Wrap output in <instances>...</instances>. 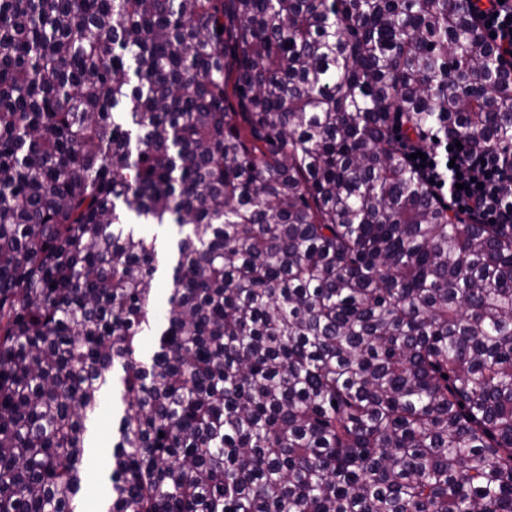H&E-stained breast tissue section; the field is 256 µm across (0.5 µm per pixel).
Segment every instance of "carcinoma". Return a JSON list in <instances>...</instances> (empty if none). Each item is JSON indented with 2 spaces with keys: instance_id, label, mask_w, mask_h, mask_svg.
<instances>
[{
  "instance_id": "1",
  "label": "carcinoma",
  "mask_w": 512,
  "mask_h": 512,
  "mask_svg": "<svg viewBox=\"0 0 512 512\" xmlns=\"http://www.w3.org/2000/svg\"><path fill=\"white\" fill-rule=\"evenodd\" d=\"M397 112L512 145L466 0H0V512L109 393L107 512H512V231Z\"/></svg>"
}]
</instances>
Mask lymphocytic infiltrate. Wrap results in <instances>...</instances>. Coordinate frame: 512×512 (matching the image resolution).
I'll return each instance as SVG.
<instances>
[{
    "instance_id": "f902f5d3",
    "label": "lymphocytic infiltrate",
    "mask_w": 512,
    "mask_h": 512,
    "mask_svg": "<svg viewBox=\"0 0 512 512\" xmlns=\"http://www.w3.org/2000/svg\"><path fill=\"white\" fill-rule=\"evenodd\" d=\"M467 2L486 33L492 34L498 57L512 68V0ZM456 141V135L448 134L424 148L406 136L402 149L431 181L438 200L455 214L475 224L512 225V148H476L468 143L460 147ZM420 150L425 159L417 158Z\"/></svg>"
}]
</instances>
